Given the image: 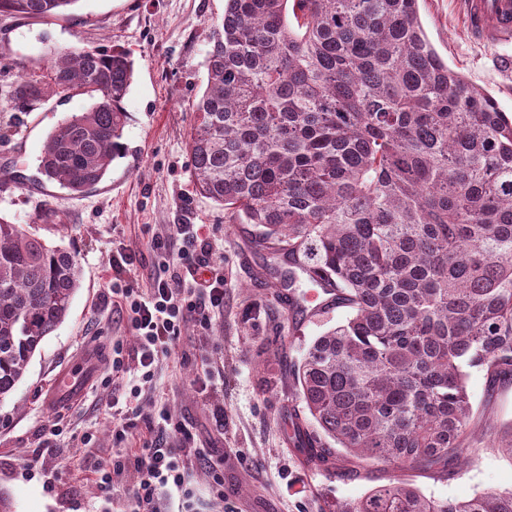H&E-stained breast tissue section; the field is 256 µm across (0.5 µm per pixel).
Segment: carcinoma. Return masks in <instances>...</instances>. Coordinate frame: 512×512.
<instances>
[{
  "label": "carcinoma",
  "mask_w": 512,
  "mask_h": 512,
  "mask_svg": "<svg viewBox=\"0 0 512 512\" xmlns=\"http://www.w3.org/2000/svg\"><path fill=\"white\" fill-rule=\"evenodd\" d=\"M80 0H0V15L46 19ZM192 104L196 192L254 227L251 248L348 307L293 379L319 433L387 464L392 478L334 512H512L511 490L424 496L404 473L466 460L464 368L512 376V118L449 68L418 0H224ZM8 106L89 105L46 136L45 179L71 195L126 152L134 63L117 47L64 50L40 72L14 65ZM80 283L74 253L0 217V401L24 379Z\"/></svg>",
  "instance_id": "cac0c4a2"
}]
</instances>
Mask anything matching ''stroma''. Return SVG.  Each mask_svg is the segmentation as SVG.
<instances>
[{
  "instance_id": "stroma-1",
  "label": "stroma",
  "mask_w": 512,
  "mask_h": 512,
  "mask_svg": "<svg viewBox=\"0 0 512 512\" xmlns=\"http://www.w3.org/2000/svg\"><path fill=\"white\" fill-rule=\"evenodd\" d=\"M463 0H419L426 36L447 61L486 90L512 117V74L500 67L512 59V39L473 40ZM224 15V0H80L73 15L43 21L0 16V57L35 65L62 49L121 47L134 61V79L123 106L128 115L125 155L106 176L80 195L43 182L38 156L47 133L85 101L50 99L14 115L0 96V216L47 244L76 252L81 285L69 314L46 336L25 379L0 402V489L16 512H122L121 500L102 498L94 481L98 463L118 453L112 438V348L132 350L135 338L117 321L104 296L112 286V255L135 253L127 287L147 291L155 270L153 242L173 224L206 225L224 249V312L211 329L188 326L179 353L165 360L151 393L141 400L143 415L165 402L185 422L199 447L223 462L224 498L206 490L205 470L188 481L197 493L190 506L161 491V512H332L337 501L357 498L387 483L385 464L334 452L325 466L307 463L296 449L293 424L312 429L299 399L291 366L320 334L341 322L347 310L328 307L303 318L287 304V290L259 279L267 253L251 248L252 227L234 223L223 206L200 196L193 183L189 141L195 124L192 100L206 86L205 53L213 28ZM51 220H44L45 212ZM90 346L102 364L81 401L49 408L44 399L57 377ZM209 366L222 367L224 387L201 392L194 378ZM472 414L464 446L468 460L448 475L416 469L410 482L439 499L465 500L485 489H511L512 463L497 451L512 429V380L489 384L484 372H468ZM223 406L216 417L215 406ZM64 432L50 439L46 427ZM92 435L83 447V435ZM67 466H59L60 456Z\"/></svg>"
}]
</instances>
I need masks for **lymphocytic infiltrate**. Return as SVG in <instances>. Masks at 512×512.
<instances>
[{
	"instance_id": "f902f5d3",
	"label": "lymphocytic infiltrate",
	"mask_w": 512,
	"mask_h": 512,
	"mask_svg": "<svg viewBox=\"0 0 512 512\" xmlns=\"http://www.w3.org/2000/svg\"><path fill=\"white\" fill-rule=\"evenodd\" d=\"M155 247L162 272L149 291H112L113 310L136 336L132 356L139 371L137 381H124L123 356L112 360L118 379L112 398L126 403L125 408L114 411L113 437L120 442L133 438L139 416L136 403L145 388L151 387L163 360L177 352L186 326L210 328L213 316L224 311V251L205 225H173L170 234L158 239ZM154 421L160 438L126 449L124 458L97 467L101 492L111 498L121 488H128L130 512H160L159 490L171 487L191 497L187 474L200 467L213 474L209 494L223 498L224 480L217 473V461L206 449L192 446L186 425L164 407L156 410Z\"/></svg>"
}]
</instances>
